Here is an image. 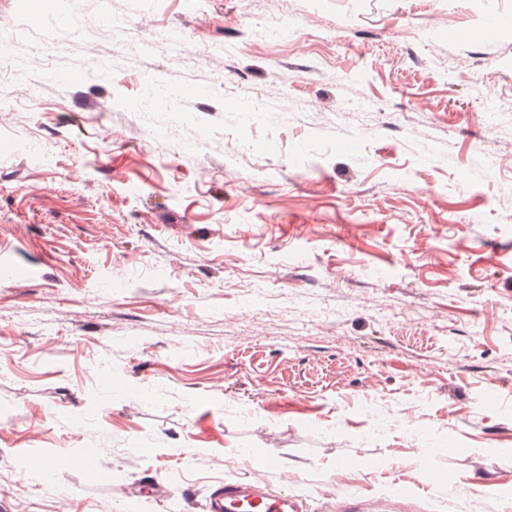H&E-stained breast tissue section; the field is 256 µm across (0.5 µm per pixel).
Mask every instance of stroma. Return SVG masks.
Returning a JSON list of instances; mask_svg holds the SVG:
<instances>
[{"instance_id":"35a3bbf8","label":"stroma","mask_w":512,"mask_h":512,"mask_svg":"<svg viewBox=\"0 0 512 512\" xmlns=\"http://www.w3.org/2000/svg\"><path fill=\"white\" fill-rule=\"evenodd\" d=\"M497 14L0 0L49 73L0 81V512H208L230 480L308 512H379L396 482L400 512H512ZM63 453L56 483L20 476Z\"/></svg>"}]
</instances>
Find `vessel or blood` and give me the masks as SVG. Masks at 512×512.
Here are the masks:
<instances>
[{"label": "vessel or blood", "mask_w": 512, "mask_h": 512, "mask_svg": "<svg viewBox=\"0 0 512 512\" xmlns=\"http://www.w3.org/2000/svg\"><path fill=\"white\" fill-rule=\"evenodd\" d=\"M212 512H305L302 501L266 482H226L211 502Z\"/></svg>", "instance_id": "obj_1"}]
</instances>
